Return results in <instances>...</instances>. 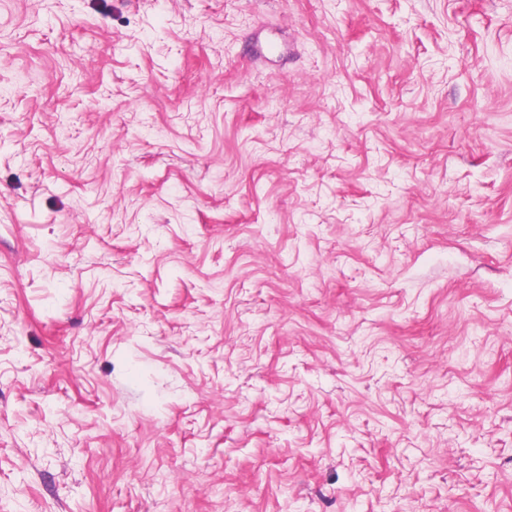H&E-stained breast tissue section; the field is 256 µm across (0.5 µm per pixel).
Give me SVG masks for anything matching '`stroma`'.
<instances>
[{"label": "stroma", "instance_id": "stroma-1", "mask_svg": "<svg viewBox=\"0 0 512 512\" xmlns=\"http://www.w3.org/2000/svg\"><path fill=\"white\" fill-rule=\"evenodd\" d=\"M0 512H512V0H0Z\"/></svg>", "mask_w": 512, "mask_h": 512}]
</instances>
